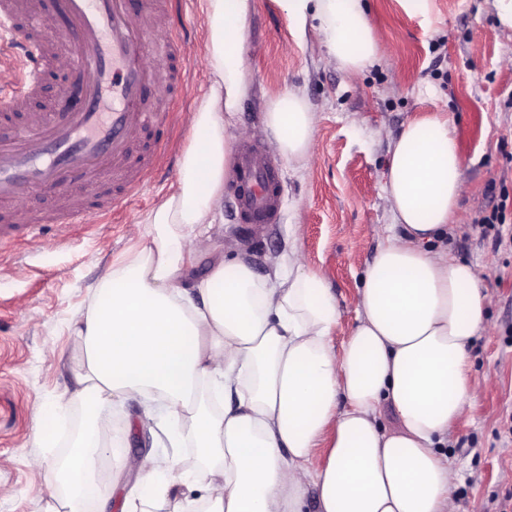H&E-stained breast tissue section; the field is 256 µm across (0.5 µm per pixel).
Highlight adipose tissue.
Segmentation results:
<instances>
[{
  "label": "adipose tissue",
  "instance_id": "obj_1",
  "mask_svg": "<svg viewBox=\"0 0 512 512\" xmlns=\"http://www.w3.org/2000/svg\"><path fill=\"white\" fill-rule=\"evenodd\" d=\"M277 2L294 36L315 32L348 76L381 58L364 0ZM253 7L201 0L210 87L188 117L178 186L143 217L139 247L105 271L95 301L69 315L83 349L74 396L85 421L66 461L34 480L63 512H82L100 493L104 405L141 397V424L169 412L179 420L170 443L189 437L204 512H304L311 489L318 512H455L458 470L446 446L474 391L471 348L487 317L480 266L442 246L463 190L445 113L411 119L390 145L392 222L342 347L331 338L336 297L296 252L264 279L219 258L205 278L184 282L194 250L216 249L232 164L226 130L252 90L243 51ZM265 122L286 160L311 157L316 117L300 90L272 99ZM327 433V460L313 467ZM141 470L124 512L193 508L153 460Z\"/></svg>",
  "mask_w": 512,
  "mask_h": 512
}]
</instances>
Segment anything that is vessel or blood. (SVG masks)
<instances>
[{
  "mask_svg": "<svg viewBox=\"0 0 512 512\" xmlns=\"http://www.w3.org/2000/svg\"><path fill=\"white\" fill-rule=\"evenodd\" d=\"M171 0H0V110L25 112L26 123L0 140V239L31 236L43 225L66 235L73 224H99L121 211L169 149L154 136L170 113L152 105L182 91L185 36L155 43L171 25ZM62 37L55 54L50 34ZM66 60L79 79V107L30 112L48 65ZM237 206L253 224L281 219V184L260 146L241 144ZM48 193L50 207L32 208Z\"/></svg>",
  "mask_w": 512,
  "mask_h": 512,
  "instance_id": "b4317fda",
  "label": "vessel or blood"
}]
</instances>
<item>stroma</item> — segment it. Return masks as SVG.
I'll return each mask as SVG.
<instances>
[{
	"instance_id": "obj_1",
	"label": "stroma",
	"mask_w": 512,
	"mask_h": 512,
	"mask_svg": "<svg viewBox=\"0 0 512 512\" xmlns=\"http://www.w3.org/2000/svg\"><path fill=\"white\" fill-rule=\"evenodd\" d=\"M382 45L379 62L349 77L331 62L315 35L297 43L275 0H254L246 22L244 63L253 82L227 129L232 143L273 146L267 102L304 90L317 115L313 155L304 163L275 156L283 178L282 219L252 224L224 183V221L213 236L225 256H241L262 277L298 251L303 265L329 282L341 319L333 336L342 345L355 322L358 286L382 244L390 208L382 192L388 144L409 119L442 110L454 123L464 190L448 251L485 266L488 326L472 348L475 392L448 441L460 471L456 512H512V444L499 434L512 419V243L497 242L498 225H483L494 199L507 195L512 226V33L501 31L490 0H431L428 17L407 13L399 0H368ZM192 43L182 97L169 101L176 126L171 142L189 140L185 115L208 89L205 18L200 0H181ZM123 212L100 224H79L59 243L55 228L40 237L0 245V512H45L48 492L32 482L36 467H52L65 453L80 351L68 328L70 310L88 306L103 272L124 259L139 239L133 224L177 186L179 172L161 161ZM60 402L56 447L35 436L34 414ZM130 400L105 410L119 444L105 451L100 496L93 512H121L145 458L177 457L196 467L191 446L173 449L160 431L141 425Z\"/></svg>"
}]
</instances>
